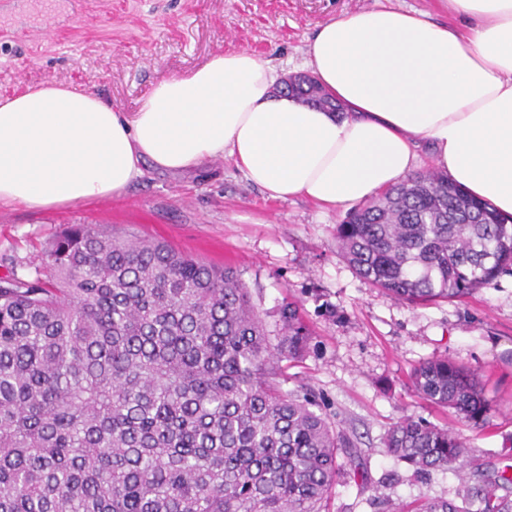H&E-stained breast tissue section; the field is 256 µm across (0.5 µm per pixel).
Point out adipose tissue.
<instances>
[{"mask_svg":"<svg viewBox=\"0 0 512 512\" xmlns=\"http://www.w3.org/2000/svg\"><path fill=\"white\" fill-rule=\"evenodd\" d=\"M468 28L380 7L323 23L305 67L341 106L278 93L247 49L159 82L135 112L53 84L0 97V207L41 209L120 194L144 165L192 170L231 159L273 199L336 209L416 168L436 169L512 214V0H448Z\"/></svg>","mask_w":512,"mask_h":512,"instance_id":"adipose-tissue-1","label":"adipose tissue"}]
</instances>
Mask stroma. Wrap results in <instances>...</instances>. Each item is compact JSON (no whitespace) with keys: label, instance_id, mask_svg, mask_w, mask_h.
I'll return each mask as SVG.
<instances>
[{"label":"stroma","instance_id":"35a3bbf8","mask_svg":"<svg viewBox=\"0 0 512 512\" xmlns=\"http://www.w3.org/2000/svg\"><path fill=\"white\" fill-rule=\"evenodd\" d=\"M381 6L449 20L446 0H82L78 13L58 18L49 40L28 38L20 23L0 32V96L71 84L134 112L159 81L238 48L296 75L320 24ZM346 214L303 198H269L228 159L188 173L148 167L117 197L42 210L0 207V274L33 271L71 224L161 241L233 268L270 333L279 329L282 303L298 304L310 341L305 356L288 364L286 387L314 393L330 422L361 448L372 479L385 481L375 489L337 487L329 512H381V497L407 505L459 498L455 473L414 477L385 454L383 440L406 416L453 423L448 410L407 385L414 366L445 356L482 374L494 409L487 428L469 434L471 457L499 464L501 450L512 447V275L458 301L397 300L340 256L335 230Z\"/></svg>","mask_w":512,"mask_h":512}]
</instances>
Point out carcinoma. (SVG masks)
Instances as JSON below:
<instances>
[{
	"label": "carcinoma",
	"instance_id": "carcinoma-1",
	"mask_svg": "<svg viewBox=\"0 0 512 512\" xmlns=\"http://www.w3.org/2000/svg\"><path fill=\"white\" fill-rule=\"evenodd\" d=\"M286 92L341 108L310 77ZM340 255L412 305L454 300L512 274V217L441 173L414 174L336 225ZM273 341L240 275L155 241L72 224L27 274L0 276V512H328L337 486L371 485L361 449L283 389L309 333L279 309ZM409 387L473 428L492 408L479 373L415 366ZM387 455L426 477L451 470L463 503L387 512H512L510 463L468 470L469 438L421 416Z\"/></svg>",
	"mask_w": 512,
	"mask_h": 512
}]
</instances>
